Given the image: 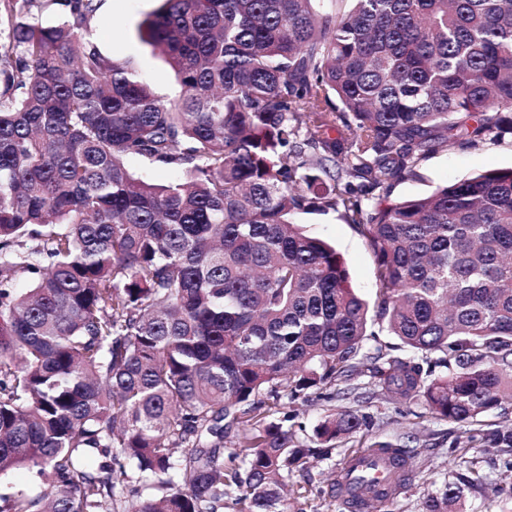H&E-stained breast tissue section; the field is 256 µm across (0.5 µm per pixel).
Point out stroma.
I'll return each mask as SVG.
<instances>
[{"mask_svg": "<svg viewBox=\"0 0 512 512\" xmlns=\"http://www.w3.org/2000/svg\"><path fill=\"white\" fill-rule=\"evenodd\" d=\"M94 3V17L87 29L82 30V37L96 44L107 56L133 61L159 96L178 95L179 85L169 66L135 34L147 15L159 8V0H94ZM505 168H512V134L495 142L463 146L426 158L419 163L415 176L393 185L388 197L392 200L422 197L464 177ZM299 221L310 235L336 247L349 267L352 287L365 299L374 300V254L367 238L333 212L304 214ZM340 409L368 416L371 426L365 437L337 441L332 456L315 461L308 474L290 476L293 506L298 512H337V503L331 502L323 491L337 478L349 450L364 446L369 439L381 438L400 444L405 435L415 437L416 455L409 464L410 481L398 497L385 504V512H421L429 495L444 483L465 475V468L457 466L452 454L453 444L464 438L461 427L430 414L421 401L394 403L381 394L363 400L348 395L329 401L318 394L307 393L296 401H283L281 406L282 412L292 414L302 441L321 418ZM466 456L477 462L488 483L466 490L462 512H512V502L493 491L494 486L512 483V469L506 466V454L477 442L468 448Z\"/></svg>", "mask_w": 512, "mask_h": 512, "instance_id": "stroma-1", "label": "stroma"}]
</instances>
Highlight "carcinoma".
I'll use <instances>...</instances> for the list:
<instances>
[{
    "label": "carcinoma",
    "instance_id": "obj_1",
    "mask_svg": "<svg viewBox=\"0 0 512 512\" xmlns=\"http://www.w3.org/2000/svg\"><path fill=\"white\" fill-rule=\"evenodd\" d=\"M53 2L54 25L10 23L0 91V480L43 485L0 512H289L288 476L365 418L301 444L268 413L356 376L512 452V427L472 430L512 404V168L368 198L512 134V0H161L136 36L173 100L79 36L93 0ZM331 211L370 243L372 304L297 223ZM375 324L422 362L362 354ZM370 447L393 494L331 483L347 512L406 488L413 449ZM467 471L422 512L486 485ZM126 166L137 176L156 183H164L182 176L181 171L153 163L144 158H128Z\"/></svg>",
    "mask_w": 512,
    "mask_h": 512
}]
</instances>
